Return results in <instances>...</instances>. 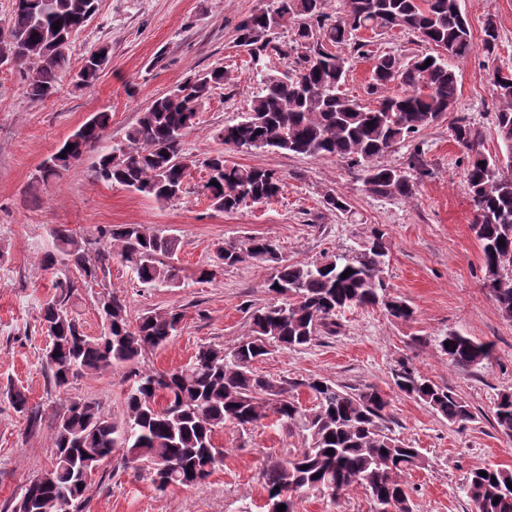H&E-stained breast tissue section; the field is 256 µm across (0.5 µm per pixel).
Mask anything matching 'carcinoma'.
Listing matches in <instances>:
<instances>
[{"label":"carcinoma","mask_w":512,"mask_h":512,"mask_svg":"<svg viewBox=\"0 0 512 512\" xmlns=\"http://www.w3.org/2000/svg\"><path fill=\"white\" fill-rule=\"evenodd\" d=\"M324 6L325 0H269L242 20L239 43L249 48L255 61L273 54L286 58L293 52L296 58L285 71L266 68L261 91L239 120L224 126L221 139L236 149L274 148L312 158H344L361 168L371 193L410 198L429 173L420 147L414 148L406 171L382 166L378 159L438 123L454 107L456 63L475 50L459 0H348L347 9L336 17ZM94 12L95 0H25L13 7L8 20L14 36L10 67L26 74L30 101L48 99L70 72L71 41ZM288 25L292 45L284 48L274 43L273 34ZM394 28L416 34L435 47V53L407 61L390 53L373 55L359 37L362 31L380 35ZM346 47L373 60L367 94L374 97V106L341 91L347 77L342 55ZM107 61L104 49L87 57L79 70L81 83H94ZM227 79L224 68L215 67L154 99L127 130L125 143L101 152L96 177L172 203L185 193L191 168L200 167L208 176L203 193L213 209L232 212L248 199L270 203L282 189L276 171L231 164L222 152L201 159L185 155V138L195 128L200 108ZM494 85L496 134L507 163L481 152L477 128L462 121L455 130L456 142L466 150L463 177L475 212L472 230L483 252V288L512 320V275L505 274L512 269V176L501 173V165L512 167V72L496 71ZM111 122L112 113L102 111L93 123L80 126L76 139L66 140L50 157L52 165L39 169L33 187L69 170L100 144ZM178 247L176 236L153 233L143 224L104 225L92 237L78 236L65 226L53 231V247L44 253L42 265L53 274L54 293L39 306V324L52 340V353L43 355L42 366L55 387L64 389L79 377L134 365L143 353L176 336L182 322L176 310L145 314L130 325L124 299L108 289L106 277L118 258L140 284L176 287L179 274L170 259ZM389 252L386 232L379 228L372 229L359 248L321 262L290 263L263 238L220 247L216 258L222 265L233 266L246 257L271 264L274 272L267 288L281 301L253 311L249 334L230 350L204 346L176 369L134 374L119 422L94 401H69L53 431L51 481L28 502L26 489H21L15 508L53 512V500L63 492L83 505L90 484L82 481L81 472L99 467L117 451L126 462L145 464L160 490L201 485L215 469L214 455L224 454L215 446L217 431L228 423L245 429L275 415L305 438L299 452L263 471L267 498L284 500L285 512H296L302 493L318 491L334 499L352 484L362 485L374 506L393 500L398 512H413L405 476L424 466V458L387 426L391 400L385 394L370 385L345 390L311 378L301 384L312 398L307 408L292 395L301 385L253 369L272 347L298 350L310 345L321 329L336 334L338 317L348 309L379 305L397 320L413 318L414 310L405 300L386 292L383 273ZM348 269L352 273L341 278ZM93 286L104 288L98 302L112 303V334L97 338L85 335L73 316L80 290ZM435 342L448 362L462 370L479 365L492 351L491 344L455 331ZM395 385L451 425L464 427L475 420L461 397L407 362L397 370ZM4 395L26 420L27 430H38L40 407L30 405L26 393L15 386H7ZM494 408L496 425L512 428V391L499 393ZM482 471L487 476H481ZM509 482L512 470L479 466L470 471L463 491L470 502L481 503L478 512H512Z\"/></svg>","instance_id":"cac0c4a2"}]
</instances>
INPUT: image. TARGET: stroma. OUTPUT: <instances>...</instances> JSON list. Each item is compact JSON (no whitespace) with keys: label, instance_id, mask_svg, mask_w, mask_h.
<instances>
[{"label":"stroma","instance_id":"obj_1","mask_svg":"<svg viewBox=\"0 0 512 512\" xmlns=\"http://www.w3.org/2000/svg\"><path fill=\"white\" fill-rule=\"evenodd\" d=\"M268 0H97V10L70 47L71 66L98 48L109 62L95 83L77 88L62 81L43 102L29 101L21 74L0 68V391L7 384L24 390L40 405L39 431L27 432L20 414L0 395V512L31 479L51 468V436L58 415L74 397L99 402L103 412L122 418L124 399L140 371L167 370L186 363L200 347L231 349L249 330L253 310L270 304L269 264L252 259L217 269L201 282L197 271L215 260V249L253 237L271 240L291 262L344 254L364 241L372 228L390 243L384 277L387 292L405 299L414 317L402 322L380 307L355 308L339 316L336 335L318 333L299 350L272 348L258 361V372L296 382V400L310 405L305 380L323 378L360 388L372 385L392 399L394 434L419 448L423 468L407 480L414 512H467L463 485L470 469L495 465L512 469V440L494 420L498 394L512 390V320L502 317L483 287L480 244L472 230L474 211L463 180V148L451 136L459 119L483 134L481 151L503 149L495 130L494 70L512 71V0H460L474 43L487 22L497 26L493 54L476 51L459 62L458 97L450 112L421 130L414 142L395 147L383 164L406 168L414 147H423L429 176L412 198H381L370 193L363 172L349 162L311 158L274 150L224 148L218 134L234 123L261 84L250 55L236 43L239 23ZM377 52L408 60L430 52L412 34L365 32ZM224 67L228 79L202 107L198 124L185 139L191 156L223 152L228 162L276 170L283 179L278 198L266 205H243L232 212L210 207L202 195L203 169L190 171L183 200L161 204L116 183L96 179V153H87L69 171L39 190L30 185L36 168L83 122L101 111L112 123L106 142H124L140 113L157 97L172 92L189 76ZM344 196L349 213L328 210L325 194ZM66 225L88 236L103 224H143L178 238L175 288L143 287L127 267L113 261L106 279L126 302L129 323L148 312L179 310L183 322L164 347L143 354L136 367L113 368L98 376L54 388L41 366L47 338L39 330L38 308L49 293L41 264L52 246V231ZM456 331L492 344L490 358L461 370L449 365L435 339ZM410 361L424 376L453 390L473 409L466 427L449 425L419 401L400 394L393 373ZM224 463L203 486L158 490L147 468L106 459L91 481L82 512H265L262 470L304 445L301 432L269 418L250 428L225 425L215 434ZM297 512H371L367 491L351 486L339 498L302 494Z\"/></svg>","mask_w":512,"mask_h":512}]
</instances>
